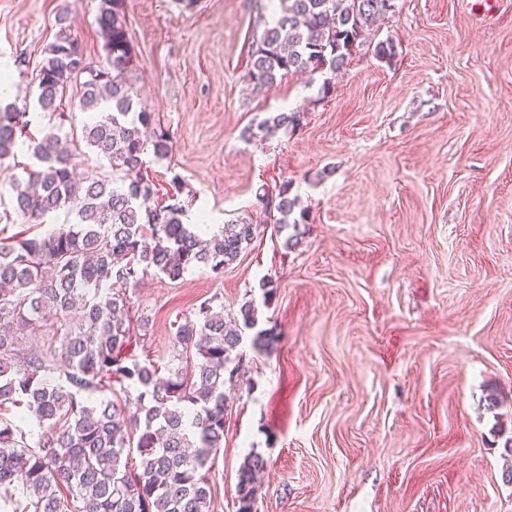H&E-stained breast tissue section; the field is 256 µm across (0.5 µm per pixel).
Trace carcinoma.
<instances>
[{
	"instance_id": "1",
	"label": "carcinoma",
	"mask_w": 512,
	"mask_h": 512,
	"mask_svg": "<svg viewBox=\"0 0 512 512\" xmlns=\"http://www.w3.org/2000/svg\"><path fill=\"white\" fill-rule=\"evenodd\" d=\"M279 12L252 41L244 80L255 90L293 74L336 73L349 65L389 0H277ZM97 25L105 64L86 57L62 17L36 74L37 116L51 125L35 136L27 112L0 109V160L28 141L33 165L14 180L13 210L25 224L67 221L44 235L0 238V411L23 405L40 434L27 439L0 416V503L12 512H211L204 470L224 442L226 384L240 382L245 331L258 325L255 302L224 317L209 302L176 338L193 345L192 365L159 375L129 351L131 315L123 289L154 272L171 280L204 266L220 275L255 236L242 220L202 238L206 224H186L177 201L180 175L169 181L171 203L151 207L157 193L142 173L143 154L171 150L168 133L135 99L127 74L136 56L124 0H100ZM76 93L69 94L70 88ZM88 113L85 146L111 174L76 177L66 109ZM304 111L278 112L258 123L266 137L297 129ZM263 219L281 233L306 223L289 186L258 197ZM59 327L40 347L27 344L45 317ZM120 385L125 400L107 396ZM137 454L139 462L131 459ZM267 459L250 452L239 469L237 512H254L257 476Z\"/></svg>"
}]
</instances>
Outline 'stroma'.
I'll return each mask as SVG.
<instances>
[{
	"label": "stroma",
	"mask_w": 512,
	"mask_h": 512,
	"mask_svg": "<svg viewBox=\"0 0 512 512\" xmlns=\"http://www.w3.org/2000/svg\"><path fill=\"white\" fill-rule=\"evenodd\" d=\"M98 3L0 0L1 108L25 109L58 16L104 60ZM267 3L125 0L128 79L173 142L144 156L159 203L177 174L188 224L258 219V194L282 184L307 215L297 246L262 226L222 275L127 288L131 352L165 367L205 302L231 316L254 301L277 334L269 351L242 344L211 512H236L252 449L268 461L256 512H512V0H395L327 96L318 76L244 82ZM294 108L301 130L249 137ZM31 162L0 161L9 236L10 181Z\"/></svg>",
	"instance_id": "35a3bbf8"
}]
</instances>
